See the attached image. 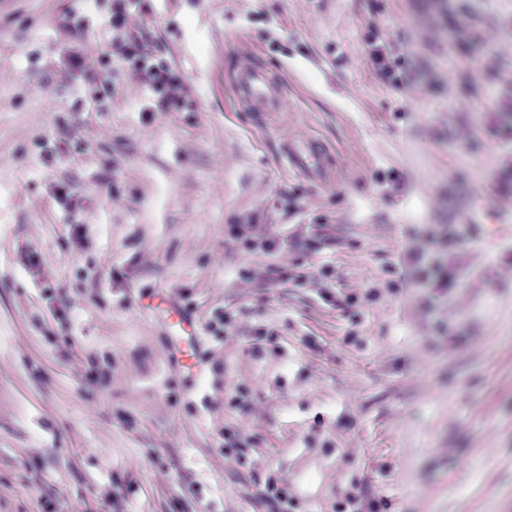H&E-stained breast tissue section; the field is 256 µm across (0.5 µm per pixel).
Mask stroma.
<instances>
[{
	"mask_svg": "<svg viewBox=\"0 0 512 512\" xmlns=\"http://www.w3.org/2000/svg\"><path fill=\"white\" fill-rule=\"evenodd\" d=\"M112 3L0 0V512H266L274 472L294 512H352L356 486L383 512H512V172L483 116L512 94V8L142 0L130 27L191 101L149 112L140 84L87 78ZM375 33L410 45L412 108L372 74ZM243 54L287 82L284 112L238 107ZM481 57L492 77L455 108ZM300 136L334 186L288 171ZM249 222L281 247L231 235ZM155 291L202 324L234 313L200 334L203 374L139 308Z\"/></svg>",
	"mask_w": 512,
	"mask_h": 512,
	"instance_id": "1",
	"label": "stroma"
}]
</instances>
